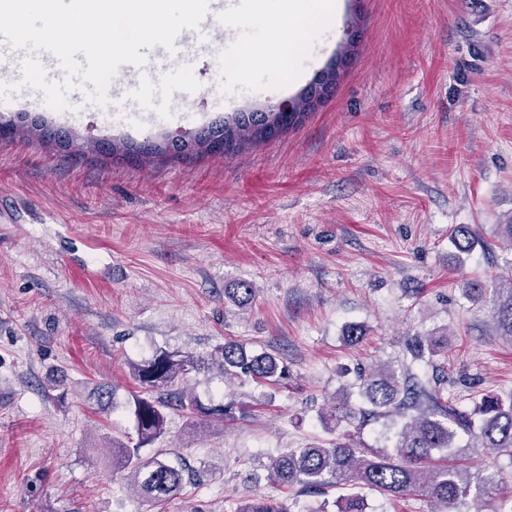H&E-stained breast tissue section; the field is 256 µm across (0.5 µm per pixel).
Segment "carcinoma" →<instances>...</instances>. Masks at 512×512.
Instances as JSON below:
<instances>
[{
	"label": "carcinoma",
	"instance_id": "1",
	"mask_svg": "<svg viewBox=\"0 0 512 512\" xmlns=\"http://www.w3.org/2000/svg\"><path fill=\"white\" fill-rule=\"evenodd\" d=\"M283 120L277 112H241L231 123L211 126L190 143L171 142L168 151L178 157L196 148L211 154L208 142H225L224 153L232 154L248 142L272 138L267 128ZM228 297L240 307L249 305L256 289L249 283L226 289ZM470 299L495 298L493 317L499 334L512 342V268L496 276L488 286L478 281L463 283ZM406 350L413 360L425 354L436 356L442 351L440 338L416 334L406 339ZM214 372L228 380L242 376L275 383L283 377L277 358L265 352L247 354L245 347L233 340L216 344L209 352L195 355L178 350L158 349L153 355L131 364V374L140 388L134 396L131 413L136 437L112 439V472L125 473L135 491L156 502L167 501L182 492L185 469L179 461L159 454L148 456L142 450L154 445L166 434L167 410L186 413L188 425L196 429L203 424H224L232 414L234 403L211 399L202 403L197 397L171 390L178 381L193 372ZM359 394L370 406L369 413L400 421L394 455L360 454L359 449L336 441L327 447L320 443L289 448L273 457L266 465L270 483L291 487L301 485L317 492L327 486L347 489L351 486L377 491L385 496L403 497L421 494L453 506L474 495L480 496V485L498 484L497 473L478 478L455 463L457 454L433 460L432 453L454 447L456 429L470 432L480 447L500 451L512 448V395L507 398L489 396L474 406L472 412H461L442 398L440 389L430 392L416 376H401L391 368L372 371L362 378ZM97 410L106 413L114 406V390L105 384L94 386ZM363 410L352 408L347 399L334 402L328 417L332 421L348 420ZM339 512H365L364 499L357 492L343 495ZM237 512H286L278 498L260 494L242 501Z\"/></svg>",
	"mask_w": 512,
	"mask_h": 512
}]
</instances>
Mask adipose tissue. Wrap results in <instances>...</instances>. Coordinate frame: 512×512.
Segmentation results:
<instances>
[{"instance_id": "1", "label": "adipose tissue", "mask_w": 512, "mask_h": 512, "mask_svg": "<svg viewBox=\"0 0 512 512\" xmlns=\"http://www.w3.org/2000/svg\"><path fill=\"white\" fill-rule=\"evenodd\" d=\"M336 0H257L251 22H262L260 39L240 42L226 68L229 75L260 73L279 64L290 79L299 76V62L313 38L333 25Z\"/></svg>"}]
</instances>
